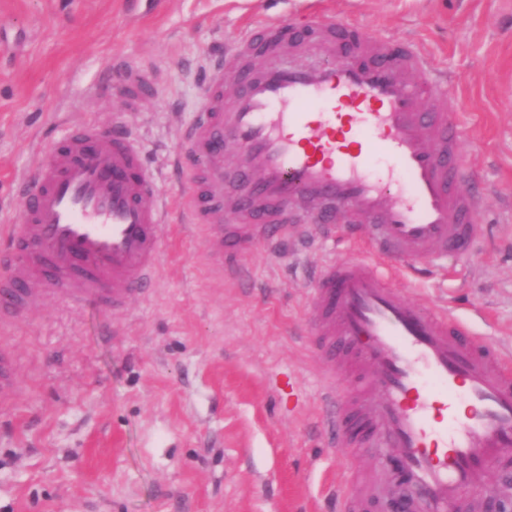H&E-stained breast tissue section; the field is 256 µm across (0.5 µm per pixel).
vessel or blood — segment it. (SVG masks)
<instances>
[{
    "label": "vessel or blood",
    "mask_w": 512,
    "mask_h": 512,
    "mask_svg": "<svg viewBox=\"0 0 512 512\" xmlns=\"http://www.w3.org/2000/svg\"><path fill=\"white\" fill-rule=\"evenodd\" d=\"M153 83L131 72L125 111ZM439 83L418 49L352 20L316 21L292 42L277 19L242 31L211 65L175 153L188 168L186 223L240 254L307 233L297 206L322 211L332 228L341 205L365 216L358 230L384 261L469 250L482 200L461 184L467 157L434 96ZM226 141L245 158L232 180L249 224L222 221ZM22 197L19 223L0 227L1 328L52 300L117 314L153 284L169 209L124 122L70 127L39 153ZM312 305L313 356L348 384L324 396L334 447L389 448L405 512H458L488 466L512 453V368L460 320L412 305L361 260L320 266ZM20 391L17 354L0 346V406ZM349 483L341 512H361L368 490L390 505L359 470Z\"/></svg>",
    "instance_id": "1"
}]
</instances>
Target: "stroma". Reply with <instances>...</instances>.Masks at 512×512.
Returning a JSON list of instances; mask_svg holds the SVG:
<instances>
[{
	"label": "stroma",
	"mask_w": 512,
	"mask_h": 512,
	"mask_svg": "<svg viewBox=\"0 0 512 512\" xmlns=\"http://www.w3.org/2000/svg\"><path fill=\"white\" fill-rule=\"evenodd\" d=\"M421 49L457 86L451 111L484 200L468 255L385 273L512 356V0H0V226L19 184L74 121L140 137L172 230L154 293L113 316L63 302L0 330L24 391L0 407V512H336L344 449L329 445L311 351V275L368 259L335 236L272 252L236 278L184 224L186 176L168 157L203 102L207 69L245 26L313 11ZM157 74L142 111L122 78ZM108 95L87 98L104 74Z\"/></svg>",
	"instance_id": "stroma-1"
}]
</instances>
